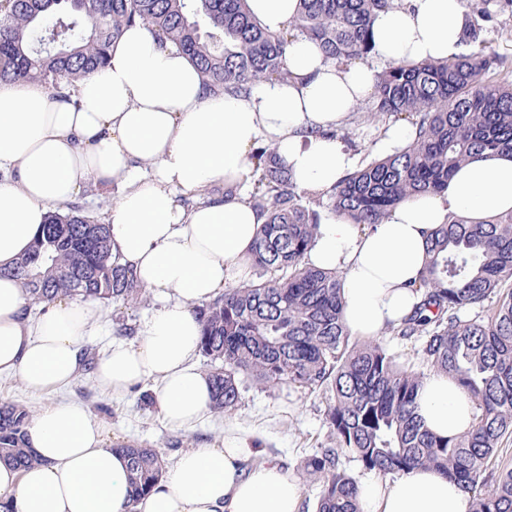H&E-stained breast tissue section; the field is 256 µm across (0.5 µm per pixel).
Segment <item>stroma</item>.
Listing matches in <instances>:
<instances>
[{
	"mask_svg": "<svg viewBox=\"0 0 512 512\" xmlns=\"http://www.w3.org/2000/svg\"><path fill=\"white\" fill-rule=\"evenodd\" d=\"M488 9L491 18L484 24L483 37L503 59L505 69L512 71V0H490ZM369 106V101H362L341 130L345 144L363 163L384 154L381 140L386 125L367 120L365 113ZM157 303V296L152 294L145 303L131 309L102 307L95 330L83 344L81 371L70 384L55 393L34 394L18 379L4 377L0 379V400L24 404L35 411L56 400L77 403L102 425L105 446L127 441L148 444L161 449L169 465L182 452L220 443L224 425L229 422L252 437L257 449L253 462L276 455L292 477H300L303 461L325 441L326 401L322 393L288 383L266 391L243 375L239 378L241 403L232 416L211 412L196 426L180 429L168 426L162 419L154 401V383H147L121 398L112 396L97 383L94 363L117 337V314H124L127 323L135 326Z\"/></svg>",
	"mask_w": 512,
	"mask_h": 512,
	"instance_id": "1",
	"label": "stroma"
}]
</instances>
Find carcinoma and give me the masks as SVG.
<instances>
[{"instance_id":"1","label":"carcinoma","mask_w":512,"mask_h":512,"mask_svg":"<svg viewBox=\"0 0 512 512\" xmlns=\"http://www.w3.org/2000/svg\"><path fill=\"white\" fill-rule=\"evenodd\" d=\"M394 7L395 0H299L288 29L270 33L246 0H8L0 7V83L71 85L101 67L109 45L140 23L187 54L208 91L239 96L287 80L288 47L299 37L340 65L368 59L371 23ZM486 18L485 8L473 11L456 58L390 65L375 75L369 117L406 120L413 138L324 193L332 214L381 224L406 198L444 191L462 164L512 154V80L495 78L503 61L481 38ZM250 159L249 196L267 216L253 247L260 277L193 310L199 351L219 363L209 375L212 409H237L240 374L262 389L289 383L324 391L327 443L302 465L317 490L316 512H357L359 483L343 457L381 478L434 467L471 493V512H512V468L492 481L487 475L512 436V214L483 221L451 214L431 232L415 288L421 301L388 328L419 343L417 368L380 340L352 338L340 275L305 260L321 213L274 148L260 145ZM2 276L22 282L29 309L62 296L135 306L148 295L112 254L108 225L76 205L49 213L30 252ZM428 370L473 397L477 413L467 432L444 439L418 418ZM32 416L22 404L0 402V463L22 470L37 461L27 432ZM112 449L128 457L130 499L147 496L163 474L162 452L134 441Z\"/></svg>"}]
</instances>
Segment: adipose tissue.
Returning a JSON list of instances; mask_svg holds the SVG:
<instances>
[{
  "mask_svg": "<svg viewBox=\"0 0 512 512\" xmlns=\"http://www.w3.org/2000/svg\"><path fill=\"white\" fill-rule=\"evenodd\" d=\"M269 32L286 28L299 0H247ZM463 0H402L371 26L372 63L341 66L319 46L296 39L290 77L246 97L205 89L197 67L175 47H159L147 27H128L103 67L55 90L37 82L0 84V268L35 239L50 206L72 203L88 182L115 186L108 218L114 253L140 283L166 301L139 325L138 340H116L95 363L113 394L158 381L156 401L173 427L191 426L212 404V387L194 364L201 325L193 307L247 280L265 216L245 187L250 153L267 142L297 186L321 193L356 165L333 133L374 90L378 65L455 58ZM233 187L229 196L206 188ZM201 199L186 206L182 194ZM512 212V157L461 165L439 194L405 199L368 228L337 218L320 224L306 260L342 274L344 316L352 335L380 337L417 301L431 229L449 214L474 221ZM25 290L0 278V376L33 392L71 382L101 306L62 298L25 313ZM426 427L448 437L474 423L476 405L448 376L434 372L418 398ZM38 458L28 470L0 465V497L13 512H299L301 488L275 459L247 467L248 442L225 428L222 446L179 457L140 501L128 496V459L103 444L102 429L79 405L45 406L28 428ZM457 482L418 467L387 482L365 480L358 512H470Z\"/></svg>",
  "mask_w": 512,
  "mask_h": 512,
  "instance_id": "ef3b65f1",
  "label": "adipose tissue"
}]
</instances>
